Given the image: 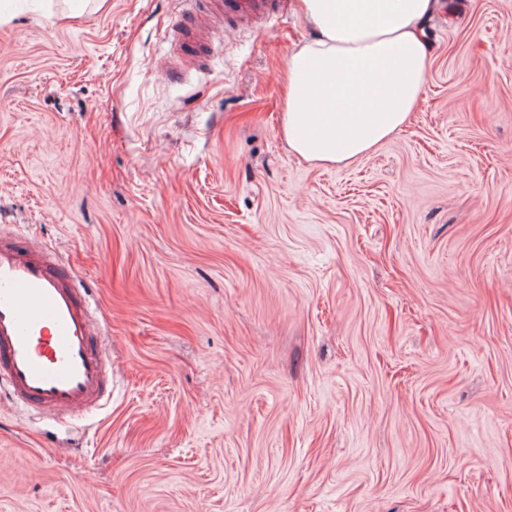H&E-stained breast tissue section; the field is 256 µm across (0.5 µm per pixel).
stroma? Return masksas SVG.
Masks as SVG:
<instances>
[{
  "label": "stroma",
  "mask_w": 512,
  "mask_h": 512,
  "mask_svg": "<svg viewBox=\"0 0 512 512\" xmlns=\"http://www.w3.org/2000/svg\"><path fill=\"white\" fill-rule=\"evenodd\" d=\"M10 0L0 235L88 287L112 396L0 390V512H512V0H449L410 124L289 152L291 8L175 79L184 0Z\"/></svg>",
  "instance_id": "stroma-1"
}]
</instances>
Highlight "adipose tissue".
<instances>
[{"label": "adipose tissue", "mask_w": 512, "mask_h": 512, "mask_svg": "<svg viewBox=\"0 0 512 512\" xmlns=\"http://www.w3.org/2000/svg\"><path fill=\"white\" fill-rule=\"evenodd\" d=\"M444 0H297L312 30L288 59L282 134L311 162L347 164L402 130L418 107Z\"/></svg>", "instance_id": "1"}]
</instances>
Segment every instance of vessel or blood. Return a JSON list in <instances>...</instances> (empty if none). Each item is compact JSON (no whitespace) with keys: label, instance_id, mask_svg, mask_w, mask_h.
Returning a JSON list of instances; mask_svg holds the SVG:
<instances>
[{"label":"vessel or blood","instance_id":"vessel-or-blood-1","mask_svg":"<svg viewBox=\"0 0 512 512\" xmlns=\"http://www.w3.org/2000/svg\"><path fill=\"white\" fill-rule=\"evenodd\" d=\"M172 37L193 47L208 38L206 20L273 18L276 0H192ZM100 327L86 289L64 264L22 236L0 237V381L12 404L66 419L110 396Z\"/></svg>","mask_w":512,"mask_h":512}]
</instances>
